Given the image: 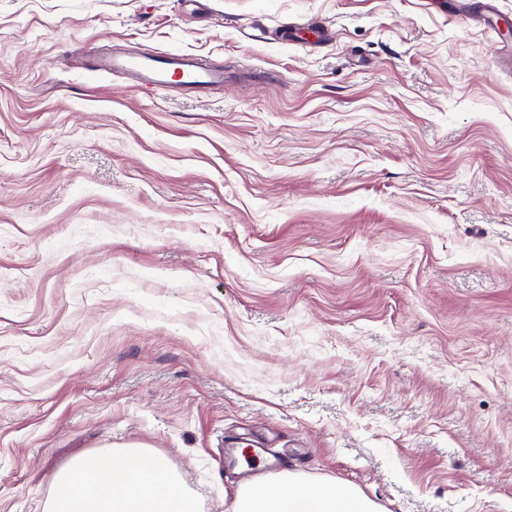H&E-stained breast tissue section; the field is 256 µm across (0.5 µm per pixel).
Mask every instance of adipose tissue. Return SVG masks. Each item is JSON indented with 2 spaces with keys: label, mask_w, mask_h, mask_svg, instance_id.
<instances>
[{
  "label": "adipose tissue",
  "mask_w": 512,
  "mask_h": 512,
  "mask_svg": "<svg viewBox=\"0 0 512 512\" xmlns=\"http://www.w3.org/2000/svg\"><path fill=\"white\" fill-rule=\"evenodd\" d=\"M47 512H197L194 496L166 460L137 446L106 448L72 460L55 479ZM226 512H380L345 483L283 472L242 485Z\"/></svg>",
  "instance_id": "ef3b65f1"
}]
</instances>
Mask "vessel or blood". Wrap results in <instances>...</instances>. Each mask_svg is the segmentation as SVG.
<instances>
[{"mask_svg":"<svg viewBox=\"0 0 512 512\" xmlns=\"http://www.w3.org/2000/svg\"><path fill=\"white\" fill-rule=\"evenodd\" d=\"M90 67L103 74L123 75L137 90L148 94L165 95L178 90L201 96L224 84L223 68L206 66L194 56L173 52L126 54L110 51L94 56ZM228 460L245 465L251 473L269 467L263 449L251 443L232 448Z\"/></svg>","mask_w":512,"mask_h":512,"instance_id":"b4317fda","label":"vessel or blood"}]
</instances>
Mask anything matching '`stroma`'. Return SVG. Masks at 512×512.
Masks as SVG:
<instances>
[{"label":"stroma","mask_w":512,"mask_h":512,"mask_svg":"<svg viewBox=\"0 0 512 512\" xmlns=\"http://www.w3.org/2000/svg\"><path fill=\"white\" fill-rule=\"evenodd\" d=\"M0 0V512L224 435L384 512H512V0ZM311 21L321 37L286 40ZM112 49L223 65L154 97Z\"/></svg>","instance_id":"obj_1"}]
</instances>
